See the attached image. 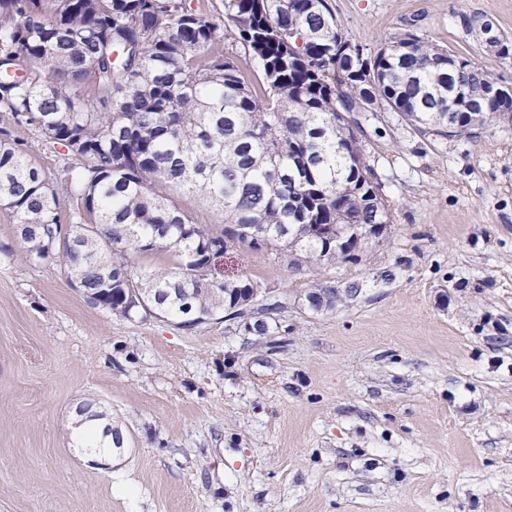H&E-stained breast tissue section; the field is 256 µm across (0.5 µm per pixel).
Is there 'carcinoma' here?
I'll return each mask as SVG.
<instances>
[{
  "instance_id": "obj_1",
  "label": "carcinoma",
  "mask_w": 512,
  "mask_h": 512,
  "mask_svg": "<svg viewBox=\"0 0 512 512\" xmlns=\"http://www.w3.org/2000/svg\"><path fill=\"white\" fill-rule=\"evenodd\" d=\"M0 0V112L64 150V210L23 143L0 129V207L29 258H59L93 306L183 327L247 300L223 283L232 245L334 261L309 224L387 226L391 213L364 160L352 112H397L439 136L484 123L467 89L494 78L412 32L347 58L325 45L339 22L327 0ZM238 44L244 59L226 51ZM257 64L259 80L249 76ZM218 207L201 226L171 193ZM166 253L172 266L132 269ZM86 420L112 423L98 403Z\"/></svg>"
}]
</instances>
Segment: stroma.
Here are the masks:
<instances>
[{
    "label": "stroma",
    "mask_w": 512,
    "mask_h": 512,
    "mask_svg": "<svg viewBox=\"0 0 512 512\" xmlns=\"http://www.w3.org/2000/svg\"><path fill=\"white\" fill-rule=\"evenodd\" d=\"M366 52L407 31L512 84V0H327ZM392 222L314 266L234 247L267 308L194 328L87 303L0 209V512H512V121L439 136L358 112ZM23 141L50 183L65 159ZM335 291L313 306L311 294ZM97 399L109 468L71 441ZM78 408L80 410V412L82 413V415H86V421H94V422H98V423H101V424H104V434L105 432L108 433L110 431H112V423L110 422V420H108V422H100V421H103L105 420V413H103V411H100L98 410L100 407L98 406V403L93 400V399H87L84 401L83 405L82 406H76L72 412V421H73V426L75 424H77V427H78V421H80L82 418L84 419L83 416H80V414L78 413Z\"/></svg>",
    "instance_id": "obj_1"
}]
</instances>
